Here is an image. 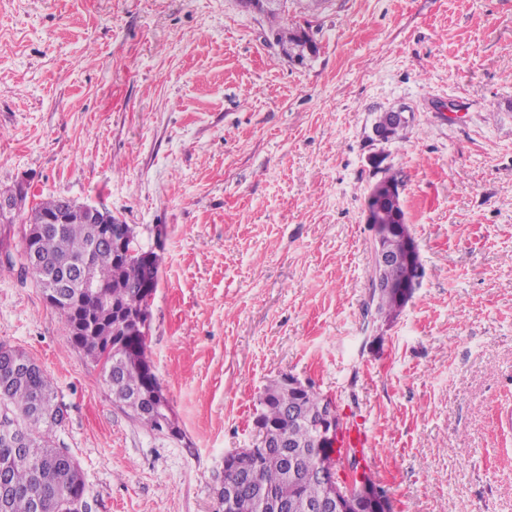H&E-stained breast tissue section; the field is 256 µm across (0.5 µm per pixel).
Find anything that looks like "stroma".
I'll use <instances>...</instances> for the list:
<instances>
[{
  "label": "stroma",
  "mask_w": 512,
  "mask_h": 512,
  "mask_svg": "<svg viewBox=\"0 0 512 512\" xmlns=\"http://www.w3.org/2000/svg\"><path fill=\"white\" fill-rule=\"evenodd\" d=\"M298 65L239 0H0V187L136 225L148 356L181 438L113 401L0 224V342L55 383L88 512H224V455L290 373L364 428L392 512H512V0H288ZM411 114L369 140L375 113ZM382 150L424 275L366 311Z\"/></svg>",
  "instance_id": "stroma-1"
}]
</instances>
